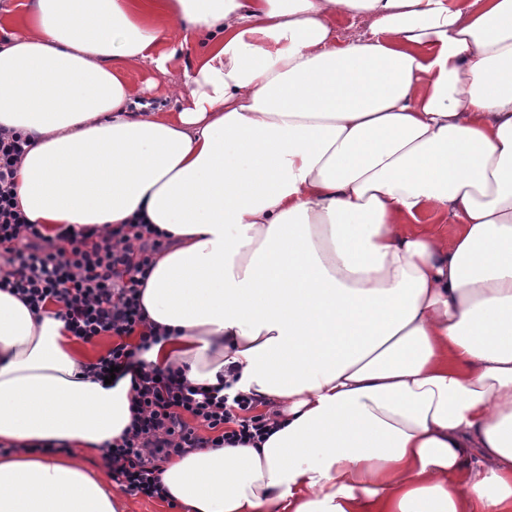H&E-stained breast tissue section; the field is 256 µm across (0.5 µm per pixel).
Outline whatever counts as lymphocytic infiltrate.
<instances>
[{"label": "lymphocytic infiltrate", "mask_w": 512, "mask_h": 512, "mask_svg": "<svg viewBox=\"0 0 512 512\" xmlns=\"http://www.w3.org/2000/svg\"><path fill=\"white\" fill-rule=\"evenodd\" d=\"M28 142L0 137V259L8 265L0 289H10L32 310L46 304L75 338L91 342L104 335L115 344L85 367L88 377L104 381L111 368L132 375L133 422L121 441L103 451L112 479L131 495L165 499L163 465L203 448L262 441L271 427L258 413L253 396L226 392L224 385L203 388L177 368L148 371L138 352L157 341L146 327L141 288L162 247L150 225H121L123 247L96 231L59 228L47 236L28 223L16 203V166Z\"/></svg>", "instance_id": "1"}]
</instances>
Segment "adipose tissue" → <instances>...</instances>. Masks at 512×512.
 I'll return each mask as SVG.
<instances>
[{
    "label": "adipose tissue",
    "instance_id": "obj_1",
    "mask_svg": "<svg viewBox=\"0 0 512 512\" xmlns=\"http://www.w3.org/2000/svg\"><path fill=\"white\" fill-rule=\"evenodd\" d=\"M181 34V107L150 109L124 69L166 71ZM2 131L46 235L167 241L146 367L276 409L258 446L167 464L178 505L512 512V0H31L0 10ZM87 362L0 290V512H122L82 460L134 392Z\"/></svg>",
    "mask_w": 512,
    "mask_h": 512
}]
</instances>
